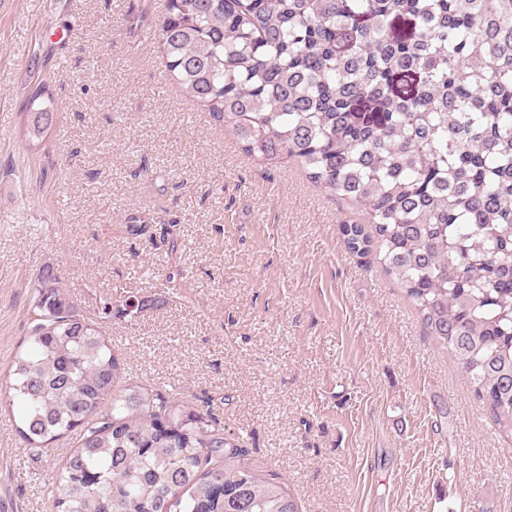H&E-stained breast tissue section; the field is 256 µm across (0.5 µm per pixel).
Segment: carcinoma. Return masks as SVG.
Listing matches in <instances>:
<instances>
[{
  "instance_id": "cac0c4a2",
  "label": "carcinoma",
  "mask_w": 512,
  "mask_h": 512,
  "mask_svg": "<svg viewBox=\"0 0 512 512\" xmlns=\"http://www.w3.org/2000/svg\"><path fill=\"white\" fill-rule=\"evenodd\" d=\"M169 80L255 161L291 157L363 206L375 253L473 397L512 435V0H167ZM55 113L37 91L25 135ZM8 405L42 452L77 446L50 512H300L209 411L127 377L46 268Z\"/></svg>"
}]
</instances>
